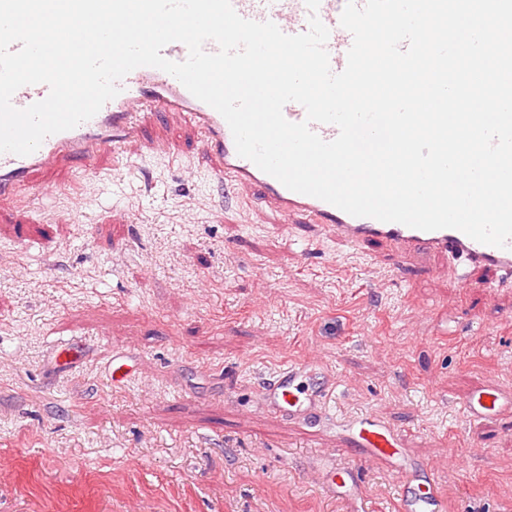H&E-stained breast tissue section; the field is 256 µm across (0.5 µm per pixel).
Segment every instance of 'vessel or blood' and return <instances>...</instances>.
I'll list each match as a JSON object with an SVG mask.
<instances>
[{
  "label": "vessel or blood",
  "instance_id": "1",
  "mask_svg": "<svg viewBox=\"0 0 512 512\" xmlns=\"http://www.w3.org/2000/svg\"><path fill=\"white\" fill-rule=\"evenodd\" d=\"M350 0H320L317 13L329 29L325 48L332 72L345 69L353 43L351 33L340 24L342 11ZM243 18L274 22L282 32L295 35L309 28L310 13L305 0H231ZM120 92L90 120L74 129L48 136L40 147L26 156L0 153V199L15 197L29 188L33 172L50 164L81 163L93 168L98 156L117 151L126 141L137 137L147 119L169 114L195 127L198 149L211 161L212 179L240 189L260 192L261 200L284 219L302 217L329 239L351 248L374 245L412 256L437 255L465 261L470 269H492L495 280L487 283L488 293L512 288V242L501 248L479 243L461 231L439 229L423 231L400 223L382 222L369 217H355L313 196L286 188L277 179L260 170L253 162L238 155L232 132L222 115L195 98L175 77L154 68L140 67L119 83ZM49 93L44 84L27 85L12 97L14 107L23 109L43 100ZM89 344L71 338L54 345L57 366L74 369L87 357ZM133 352L116 347L107 372L113 383H125L134 372ZM336 372L325 362L314 363L291 358L278 364L265 378L257 401L267 412L288 418L296 424L320 421L336 393ZM465 409L476 422L495 417L512 418V386L494 382L475 390ZM344 430L351 447L363 459L404 461L409 470L418 463L404 448L400 431L372 416L349 420ZM324 493L335 495L338 488H357L359 473L355 467L341 466L334 456H323L314 464ZM403 512H444L435 481L424 483L404 479L400 485Z\"/></svg>",
  "mask_w": 512,
  "mask_h": 512
}]
</instances>
